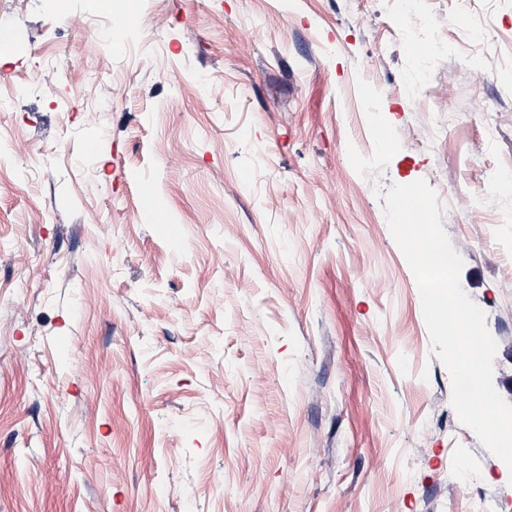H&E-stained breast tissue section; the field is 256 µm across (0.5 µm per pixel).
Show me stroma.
<instances>
[{
  "label": "stroma",
  "mask_w": 512,
  "mask_h": 512,
  "mask_svg": "<svg viewBox=\"0 0 512 512\" xmlns=\"http://www.w3.org/2000/svg\"><path fill=\"white\" fill-rule=\"evenodd\" d=\"M126 3L0 0V512L511 500L377 192L436 191L512 403V0Z\"/></svg>",
  "instance_id": "stroma-1"
}]
</instances>
